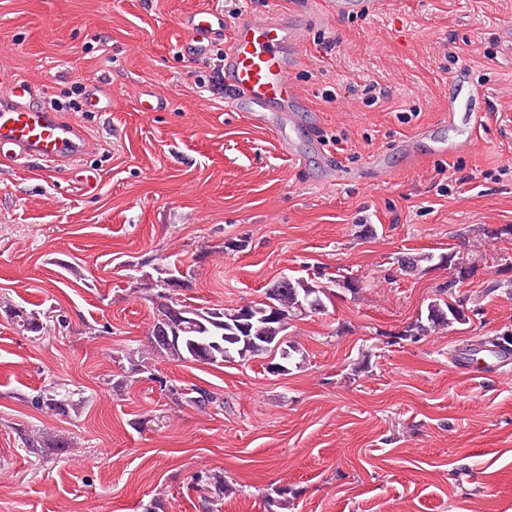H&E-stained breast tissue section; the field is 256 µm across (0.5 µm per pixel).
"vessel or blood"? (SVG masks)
<instances>
[{
  "mask_svg": "<svg viewBox=\"0 0 512 512\" xmlns=\"http://www.w3.org/2000/svg\"><path fill=\"white\" fill-rule=\"evenodd\" d=\"M374 0H302L290 15L251 14L228 25L224 11L211 0L182 17L184 49L205 58L215 43L224 45V99L236 110L250 112L258 125L274 126L283 151H291L289 132L306 128L308 106L295 84L300 53L307 41V23L326 13L344 18L368 11ZM85 106L97 112L112 109V94L101 85L88 86ZM465 123L444 150H468L482 122L466 112ZM90 150L84 129L51 108L42 84L0 65V163L33 160L53 170L72 173Z\"/></svg>",
  "mask_w": 512,
  "mask_h": 512,
  "instance_id": "vessel-or-blood-1",
  "label": "vessel or blood"
}]
</instances>
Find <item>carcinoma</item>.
I'll return each instance as SVG.
<instances>
[{"label": "carcinoma", "instance_id": "carcinoma-1", "mask_svg": "<svg viewBox=\"0 0 512 512\" xmlns=\"http://www.w3.org/2000/svg\"><path fill=\"white\" fill-rule=\"evenodd\" d=\"M436 261V266L452 270V280L446 285L451 289L455 283L462 280V276L449 254L439 256L425 254L419 257L401 256L397 259L400 270L412 273L419 268L421 262ZM151 294L152 304L156 315L149 333V348L152 353L173 361L186 362L196 360L200 345L204 344L214 352V358L209 361L211 365L222 364L236 357L250 359L273 352V345L286 335L289 321L300 316L302 309L311 304H322L329 298V287L319 284L315 280L303 277L292 278L285 281L281 278L273 281L265 290V298L261 302H250L235 308L221 309L224 314V325L200 329L191 322L182 321L178 328V335H173L172 327L167 323L170 319L168 304H178L177 299L163 293L158 285H153ZM11 319L15 320L19 329L29 333H40L44 330L40 320V312L16 310L11 305H5ZM250 309L255 313L248 331L236 341H230L224 334L237 327L239 312ZM427 324L416 322L400 333L402 339L414 338L424 332L450 327L455 323L467 321L463 305L453 304L444 298L433 300L427 307ZM34 405L38 409H46L55 415L68 416L78 412L84 404L83 398H74L71 392H61L55 388L45 390L33 397ZM176 401L189 407L206 411L213 407L224 408V398L220 394L202 387H194L186 393H178ZM197 489L203 491L200 502L205 512H210L215 498L224 494V484L212 486L208 476L200 472L195 476Z\"/></svg>", "mask_w": 512, "mask_h": 512}]
</instances>
